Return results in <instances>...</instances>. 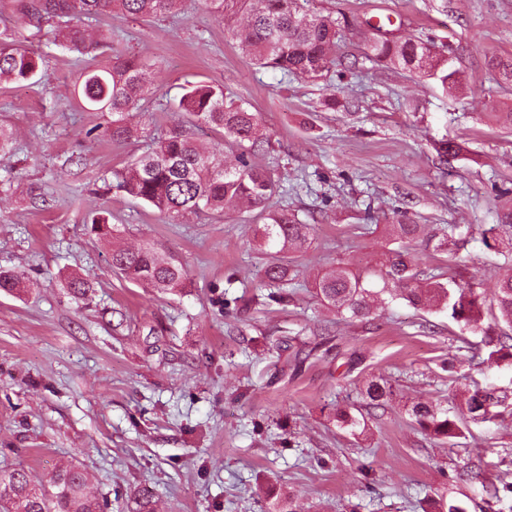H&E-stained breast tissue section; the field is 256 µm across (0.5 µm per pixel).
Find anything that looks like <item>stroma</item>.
Returning a JSON list of instances; mask_svg holds the SVG:
<instances>
[{
  "label": "stroma",
  "mask_w": 512,
  "mask_h": 512,
  "mask_svg": "<svg viewBox=\"0 0 512 512\" xmlns=\"http://www.w3.org/2000/svg\"><path fill=\"white\" fill-rule=\"evenodd\" d=\"M25 3L0 0V40L46 59L37 83H0V123L16 139L0 160V174L16 176L0 193V269L25 283L0 290V469L21 465L38 481L83 465L107 512H139L145 494L155 512H267L269 487L294 512H434L442 498L512 512V498L494 495L512 474V369L488 362L481 332L399 297L372 319H341L313 293L318 274L341 265L364 276L371 258L404 247L479 294L484 326H496L505 258L483 233L500 222V189H512V127L498 120L512 111V84L492 66L512 56V0H313L343 26L336 68L317 80L251 65L236 39L242 10L218 18L184 0L173 17L105 14L89 32L106 50L79 54L57 45L53 25L30 22ZM408 36L434 41L456 86L367 58L371 41ZM118 55L149 65L137 134L123 142L108 135L109 115L74 96L86 69ZM188 81L252 104L269 139L254 160L280 180L269 205L311 226L291 254L299 284L288 302L261 284L250 208L168 224L99 191L102 175L183 122L167 102ZM103 208L117 245L173 255L187 288L160 293L116 273L88 231ZM401 221L420 224L416 240L388 236ZM444 230L458 243L447 254L436 249ZM73 275L90 282L86 296L68 288ZM454 354L465 365L444 371ZM371 379L395 396L367 408L368 432L355 438L331 415L367 407ZM475 388L509 398L456 445L413 423V404L454 413Z\"/></svg>",
  "instance_id": "35a3bbf8"
}]
</instances>
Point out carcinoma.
Wrapping results in <instances>:
<instances>
[{
	"instance_id": "cac0c4a2",
	"label": "carcinoma",
	"mask_w": 512,
	"mask_h": 512,
	"mask_svg": "<svg viewBox=\"0 0 512 512\" xmlns=\"http://www.w3.org/2000/svg\"><path fill=\"white\" fill-rule=\"evenodd\" d=\"M216 17L237 5L245 7L247 27L239 34V49L259 69L280 71L285 75L315 78L334 63L339 40L336 19L304 7L301 0H205ZM183 0H30L27 14L36 23L61 22L58 36L68 50L89 48L84 20L112 11L135 19H157L178 12ZM371 56L381 62L414 71L440 76L442 83L454 81L447 60L437 56L434 47L414 37L400 40L382 39L370 45ZM43 58L0 41V81L26 83L35 79ZM146 64L134 56L115 57L112 63L84 72L80 96L94 112L112 115L109 134L114 141L134 135L128 122L131 111L140 107L145 95ZM169 111L183 112L196 129L206 128L221 136L224 147L236 151L235 161L228 163L193 140L181 126L156 139L150 151L127 167L112 171L103 178L106 190L113 188L143 201L174 224L190 216L222 212L239 204L258 210L253 240L261 249L275 248L279 253L298 249L307 241L310 225L300 222L284 208L270 210L267 203L278 192L274 174L253 159L255 148L265 143V133L248 102L224 97L221 85L198 81L182 87L180 97L170 103ZM14 134L0 125V159L13 154ZM112 213L103 211L90 220V232L101 240L114 237ZM112 268L126 280L143 288L175 294L187 287L185 270L173 256L151 246L114 248ZM376 272L384 282L393 281L398 288L374 291L364 286L360 277L338 266L315 278L316 297L337 314L366 318L378 295L387 292L400 296L417 308L448 311L456 322L474 326L481 318L483 303L470 288H450L438 280L426 279L412 255L393 251L375 261ZM267 286L281 288L291 281L288 264L275 260L262 273ZM495 301L503 327L489 336L488 360L512 367V273L498 282ZM364 395L376 405L392 399L393 391L378 381L367 383ZM501 403L492 392L474 390L465 397L461 411L454 417L425 403L411 407L410 415L429 438L451 443L463 436L470 422H482L490 408ZM333 421L342 430L360 436L366 424L343 409H336ZM92 475L76 464L59 467L48 482H33L28 471L15 467L0 469V512H105L107 501L90 491Z\"/></svg>"
}]
</instances>
